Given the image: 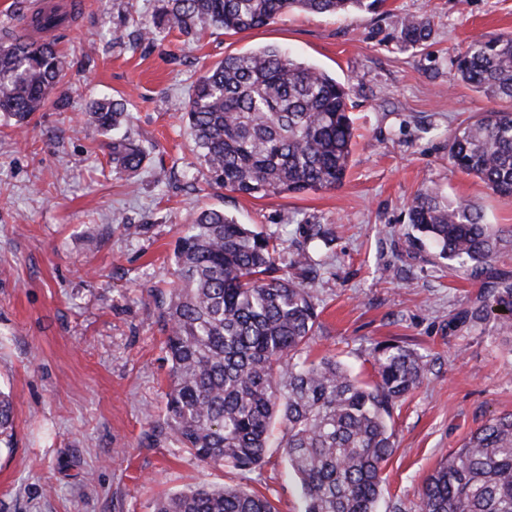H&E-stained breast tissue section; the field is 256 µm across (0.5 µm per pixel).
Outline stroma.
<instances>
[{"label": "stroma", "mask_w": 512, "mask_h": 512, "mask_svg": "<svg viewBox=\"0 0 512 512\" xmlns=\"http://www.w3.org/2000/svg\"><path fill=\"white\" fill-rule=\"evenodd\" d=\"M72 18L50 38L66 56L55 102L24 133L0 115V390L12 393L13 448L0 452V512H153L200 484H246L278 512H302L297 479L272 436L250 479L200 462L152 429L171 386L154 297L175 279L173 249L193 210L214 208L278 234L310 224L332 241L309 290L321 310L316 355L369 378L373 349L396 342L428 379L394 413L396 450L377 512H416L426 477L488 419L512 413V350L496 322L462 309L488 282H512V248L476 278L420 247L407 210L423 187L471 204L512 236V203L453 169L448 137L512 103L463 83L454 55L512 33V0H386L375 12H292L242 34L209 28L130 43L159 0H63ZM432 20L429 40L400 46L397 22ZM122 29L125 38L112 37ZM274 45L345 83L356 128L335 190L254 198L212 186L180 114L205 67ZM124 99L147 153L135 179L116 173L108 140L84 129L86 103ZM135 234H128L127 226Z\"/></svg>", "instance_id": "stroma-1"}]
</instances>
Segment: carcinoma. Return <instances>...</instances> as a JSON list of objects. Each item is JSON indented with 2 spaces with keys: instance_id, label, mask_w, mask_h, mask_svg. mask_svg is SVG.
I'll use <instances>...</instances> for the list:
<instances>
[{
  "instance_id": "1",
  "label": "carcinoma",
  "mask_w": 512,
  "mask_h": 512,
  "mask_svg": "<svg viewBox=\"0 0 512 512\" xmlns=\"http://www.w3.org/2000/svg\"><path fill=\"white\" fill-rule=\"evenodd\" d=\"M140 38L209 26L239 34L292 11L343 16L384 0H161ZM70 15L36 14L38 29H57ZM425 15L400 20L397 38L418 48L430 37ZM461 80L490 97L512 101V34L481 39L453 59ZM64 77L53 42L0 31V112L19 126L52 103ZM88 124L111 136L112 168L135 173L143 149L123 131L124 104L89 102ZM184 117L211 184L252 197L339 188L353 150L345 86L276 46L228 55L194 84ZM453 167L512 201V112H484L448 139ZM409 221L437 256L471 264L497 259L499 236L476 209L426 188L413 198ZM306 247L282 262L272 235L204 209L184 225L174 247L176 281L158 302L167 331L173 388L160 426L206 464L241 472L261 468L270 431L283 426V453L298 478L304 512H376L382 467L395 448L394 411L427 379L426 363L398 343L375 349L369 381L334 355L311 358L319 327L308 289L313 253L329 231L312 224ZM505 310H500V307ZM494 319L512 333V283L490 286L462 311L477 325ZM14 402L0 392V444H9ZM154 512H276L265 496L242 486L202 484L158 500ZM417 512H512V414L490 419L443 456L427 477Z\"/></svg>"
}]
</instances>
